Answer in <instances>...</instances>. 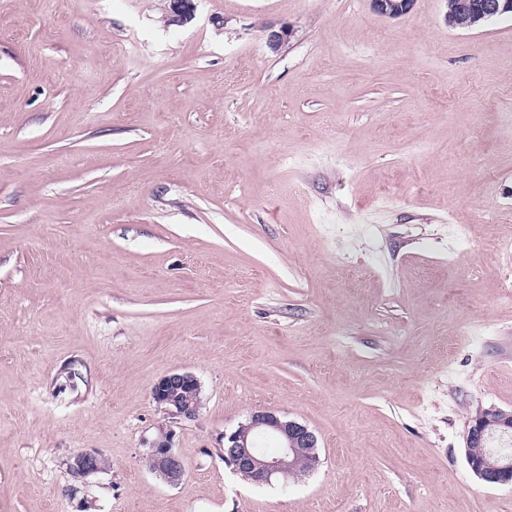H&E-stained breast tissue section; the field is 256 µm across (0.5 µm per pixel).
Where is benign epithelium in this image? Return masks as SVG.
<instances>
[{
    "label": "benign epithelium",
    "instance_id": "obj_1",
    "mask_svg": "<svg viewBox=\"0 0 512 512\" xmlns=\"http://www.w3.org/2000/svg\"><path fill=\"white\" fill-rule=\"evenodd\" d=\"M370 10L381 17L400 18L409 14L416 0H368ZM194 11L193 0H168V24L184 22ZM507 12L512 0H448L445 19L453 29H472ZM292 34L286 24L268 23L265 44L275 51ZM152 398L168 418L169 426L159 429L145 456L150 470L170 484H177L185 473L182 459L172 449L170 424L190 421L201 408V384L188 372H172L152 386ZM512 433V411L484 409L470 419L465 432V447L484 445L493 435ZM275 444L276 453L255 451L258 441ZM317 437L305 424L285 420L272 411H256L229 434H224V461L245 479L268 484L274 478H296L310 473L319 464ZM472 472L489 484L512 485V456L489 448L480 456L467 457ZM75 478L84 479L106 470V459L95 451H80L67 460Z\"/></svg>",
    "mask_w": 512,
    "mask_h": 512
}]
</instances>
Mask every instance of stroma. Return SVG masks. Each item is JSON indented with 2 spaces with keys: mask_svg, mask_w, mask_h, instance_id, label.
Here are the masks:
<instances>
[{
  "mask_svg": "<svg viewBox=\"0 0 512 512\" xmlns=\"http://www.w3.org/2000/svg\"><path fill=\"white\" fill-rule=\"evenodd\" d=\"M195 4L0 0V512H512L464 441L512 410V16ZM258 410L314 431L313 474L225 463ZM151 391L153 400L171 424L193 420L200 411L201 384L191 373H169L158 379ZM171 425L159 429L156 437L150 442L145 458L150 470L170 484H178L185 473L182 459L172 449ZM106 466V459L95 451H80L67 460L69 472L77 479L103 472Z\"/></svg>",
  "mask_w": 512,
  "mask_h": 512,
  "instance_id": "35a3bbf8",
  "label": "stroma"
}]
</instances>
